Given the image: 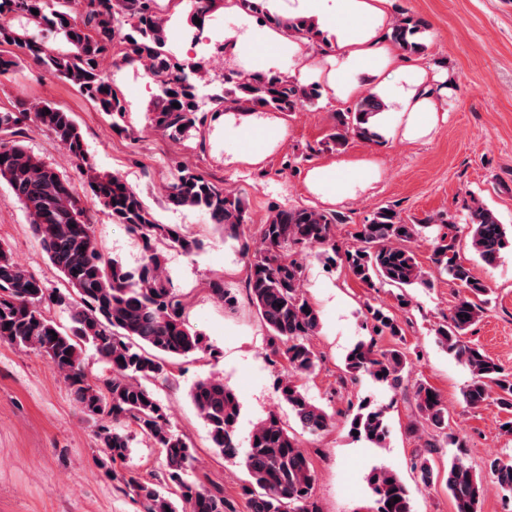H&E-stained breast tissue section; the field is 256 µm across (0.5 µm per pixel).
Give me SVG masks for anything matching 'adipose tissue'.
<instances>
[{"instance_id":"adipose-tissue-1","label":"adipose tissue","mask_w":512,"mask_h":512,"mask_svg":"<svg viewBox=\"0 0 512 512\" xmlns=\"http://www.w3.org/2000/svg\"><path fill=\"white\" fill-rule=\"evenodd\" d=\"M297 15L319 23L334 22L336 37L334 50L335 70L329 71L327 80L338 98L360 95L362 87L357 74L368 71L378 79V91L387 105L381 122H401L405 134L419 136L434 119L433 90L426 85L425 71L410 62L397 46L387 39L383 31L390 22L392 0H297ZM224 40L232 47L244 41L259 44L250 64L253 70H269L266 47L277 45L289 52L300 49L298 42L284 38L277 30L265 26L246 33L228 30Z\"/></svg>"}]
</instances>
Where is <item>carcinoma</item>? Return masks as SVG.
<instances>
[{
    "label": "carcinoma",
    "instance_id": "1",
    "mask_svg": "<svg viewBox=\"0 0 512 512\" xmlns=\"http://www.w3.org/2000/svg\"><path fill=\"white\" fill-rule=\"evenodd\" d=\"M182 2L187 24L196 30L199 25L194 19L204 22L224 8V0ZM237 2L245 14L262 18L289 38L332 48L331 40L310 20L271 15L267 0ZM71 4L72 0H0V18L23 22L19 28L0 25V46L14 47L19 55L64 78L108 116L114 128H122L127 104L100 62L112 52L117 38L123 45L122 61L142 65L156 85L150 123L172 140L199 133L210 112L228 108L293 112L322 97L321 84H301L286 72L227 70L224 94L203 106L197 95L204 65L180 60L170 51L167 20L157 9V0H81L76 14ZM34 9L39 14H32ZM121 17L130 19L131 27L119 38L116 22ZM429 28L426 19L406 15L396 19L387 36L406 54L420 56L427 50L424 34ZM175 102L179 107L173 106ZM382 107L376 94L360 96L352 107L335 113L326 145L343 147L351 139L380 142L383 135L373 117ZM28 120L66 146L78 161L91 195L112 223L123 225L141 243L143 258L138 267L129 268L101 251L76 186L22 144V127ZM1 180L26 210L35 235L69 289L65 294L49 293L0 245V340L43 355L60 372L85 413L99 421L95 437L109 461L126 457L131 441L123 431L127 425L135 426L153 447L162 450L164 470L149 479L107 469L117 488L139 504L141 512H235L223 488H207L198 480L186 479L187 471L194 469L192 446L172 428L166 408L151 388L169 378L175 360L206 351L203 336L185 322L186 302L164 273L160 253V248L172 247L193 255L203 249V243L183 234L175 224L158 223L140 194L121 177L97 173L73 116L50 102L19 101L11 109H0ZM167 200L174 207L207 214L226 241L239 240L247 223L245 198L190 170L178 172ZM341 223L343 218L334 212L286 207L261 225V249L251 255L248 244L240 247L247 260L246 288L251 302L269 332L272 354L283 359L287 371L279 386L282 399L297 424L311 434L326 430L333 418L300 384L317 366L311 338L318 334L321 319L303 291V265L284 249L332 247L335 227ZM435 223L428 217L409 224L391 208H380L361 225L358 233L362 237L345 252V263L361 283L370 288H395L401 298L409 288H429V273L419 264L411 244L431 237ZM468 227L476 257L487 266L496 265L509 243L506 226L492 209L475 200ZM431 262L439 275L463 290L447 319L435 329L437 343L470 373L462 389L463 403L475 409L493 398L505 411H512V374L504 373L478 345L464 340L481 317L490 288L473 275L467 259L460 255L453 223H448V232L434 238ZM208 288L224 307L236 305L237 295L223 278L210 280ZM51 305L70 309L69 328L60 327L47 314ZM368 313L374 337L357 342L348 351L345 372L354 383L366 376L397 389L404 380L406 352L397 347L379 349L376 337L400 339L401 327L382 306H371ZM87 347L108 366L109 373L89 375L82 358ZM189 398L224 459L242 460L246 480L241 490L249 512H321L312 496L314 472L309 458L278 416L259 421L242 452L236 435L241 405L235 391L221 378L206 377L194 383ZM415 400L419 417L454 448L445 484L455 512H479L483 479L468 465L466 443L451 431L439 392L421 383ZM350 431L358 432V440L384 446L389 435L386 407L362 400L350 420ZM413 468L424 486L433 483L428 457L418 458ZM487 470L503 494L512 496V459L496 458ZM367 482L375 496L373 512H413L411 491L397 473L375 468ZM395 497L399 501H393Z\"/></svg>",
    "mask_w": 512,
    "mask_h": 512
}]
</instances>
